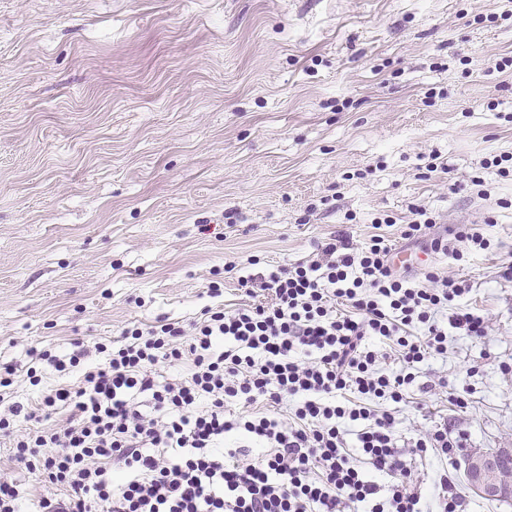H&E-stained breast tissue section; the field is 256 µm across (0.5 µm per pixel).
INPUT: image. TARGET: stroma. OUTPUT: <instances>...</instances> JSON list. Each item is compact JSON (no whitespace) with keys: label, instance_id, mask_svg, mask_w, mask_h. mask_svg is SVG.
Here are the masks:
<instances>
[{"label":"stroma","instance_id":"1","mask_svg":"<svg viewBox=\"0 0 512 512\" xmlns=\"http://www.w3.org/2000/svg\"><path fill=\"white\" fill-rule=\"evenodd\" d=\"M510 52L512 0H0V363L18 372L0 395L77 383L30 348L190 325L213 283L233 310L238 276L413 203L512 248V175L482 166L512 154ZM436 156L448 173L427 174ZM407 253L468 280L491 329L420 364L398 448L436 421L467 450L512 448V283L488 253ZM417 468L427 500L444 473L468 512H512L462 455Z\"/></svg>","mask_w":512,"mask_h":512}]
</instances>
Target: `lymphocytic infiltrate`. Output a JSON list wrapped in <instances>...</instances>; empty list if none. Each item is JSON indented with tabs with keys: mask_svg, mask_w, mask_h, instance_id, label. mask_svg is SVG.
Instances as JSON below:
<instances>
[{
	"mask_svg": "<svg viewBox=\"0 0 512 512\" xmlns=\"http://www.w3.org/2000/svg\"><path fill=\"white\" fill-rule=\"evenodd\" d=\"M393 225L378 220L368 242L342 233L314 258L239 276L246 295L267 301L204 307L193 333L161 317L122 329L112 350L79 342L65 360L41 353L82 379L0 414L13 462L43 489L24 498L0 474V512H425L414 456H455L463 439L435 426L404 457L394 406L419 364L446 352L449 329L480 339L490 322L469 303L467 280L395 269ZM455 237L430 248L456 262L464 246L492 249L467 224ZM371 337L387 341L395 370L377 369ZM176 363L187 371L158 380L157 365ZM290 399L291 416H280ZM61 409L62 427L20 428Z\"/></svg>",
	"mask_w": 512,
	"mask_h": 512,
	"instance_id": "1",
	"label": "lymphocytic infiltrate"
}]
</instances>
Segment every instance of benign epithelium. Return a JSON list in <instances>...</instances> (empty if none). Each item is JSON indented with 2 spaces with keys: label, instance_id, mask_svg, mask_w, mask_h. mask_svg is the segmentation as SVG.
Listing matches in <instances>:
<instances>
[{
  "label": "benign epithelium",
  "instance_id": "1",
  "mask_svg": "<svg viewBox=\"0 0 512 512\" xmlns=\"http://www.w3.org/2000/svg\"><path fill=\"white\" fill-rule=\"evenodd\" d=\"M466 471L472 489L480 496L501 502L512 501V480L502 473L512 471V448H496L490 452H470Z\"/></svg>",
  "mask_w": 512,
  "mask_h": 512
}]
</instances>
